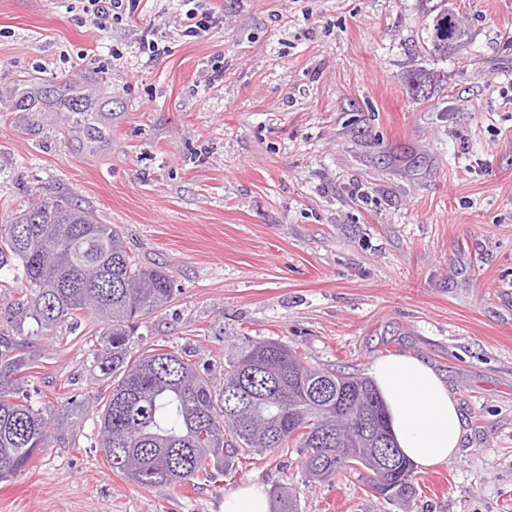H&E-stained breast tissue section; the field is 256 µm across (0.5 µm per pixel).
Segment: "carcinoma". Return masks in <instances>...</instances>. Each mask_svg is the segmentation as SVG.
<instances>
[{"label":"carcinoma","instance_id":"1","mask_svg":"<svg viewBox=\"0 0 512 512\" xmlns=\"http://www.w3.org/2000/svg\"><path fill=\"white\" fill-rule=\"evenodd\" d=\"M468 28L443 8L428 39L446 55ZM19 283L0 329V482L21 473L64 434V419L31 389L39 359L34 336L62 342L58 328L93 320L90 371L110 380L98 411L100 448L112 469L143 488L215 482L233 462L290 448L308 478L359 474L373 495L403 501L415 493V466L389 444L383 472L365 449L336 442V417L360 429L387 420L374 383L304 361L275 339L241 342L224 360L147 348L144 320L173 299L169 275L138 265L120 231L67 198L38 195L0 224V279ZM275 512H298L299 492L278 485Z\"/></svg>","mask_w":512,"mask_h":512}]
</instances>
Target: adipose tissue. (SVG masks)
<instances>
[{"instance_id": "1", "label": "adipose tissue", "mask_w": 512, "mask_h": 512, "mask_svg": "<svg viewBox=\"0 0 512 512\" xmlns=\"http://www.w3.org/2000/svg\"><path fill=\"white\" fill-rule=\"evenodd\" d=\"M371 375L404 455L421 469L447 463L460 446L464 422L442 376L414 355L379 359Z\"/></svg>"}]
</instances>
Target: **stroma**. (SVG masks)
<instances>
[{
    "label": "stroma",
    "instance_id": "1",
    "mask_svg": "<svg viewBox=\"0 0 512 512\" xmlns=\"http://www.w3.org/2000/svg\"><path fill=\"white\" fill-rule=\"evenodd\" d=\"M444 5L470 38L432 56ZM192 6L222 27L189 33ZM419 70L440 77L425 101L407 87ZM36 191L168 272L147 344L207 363L273 338L365 377L419 356L465 433L404 504L355 474L309 481L285 448L146 489L96 449L108 382L84 325L30 342L41 402L84 409L0 483V512H224L252 484L296 488L298 512H512V0H140L104 32L80 0H0V221Z\"/></svg>",
    "mask_w": 512,
    "mask_h": 512
}]
</instances>
